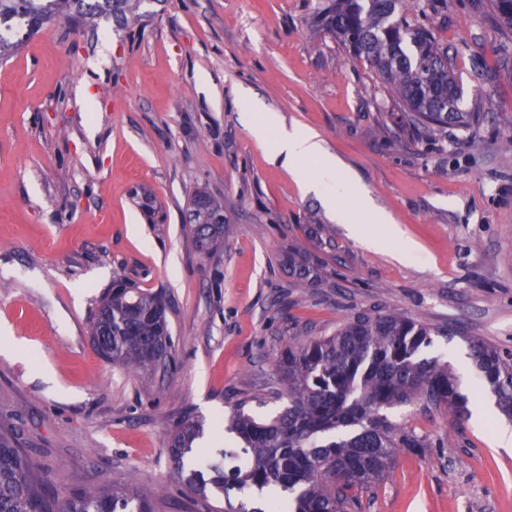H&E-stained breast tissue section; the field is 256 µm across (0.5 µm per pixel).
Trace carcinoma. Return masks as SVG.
<instances>
[{"label": "carcinoma", "mask_w": 512, "mask_h": 512, "mask_svg": "<svg viewBox=\"0 0 512 512\" xmlns=\"http://www.w3.org/2000/svg\"><path fill=\"white\" fill-rule=\"evenodd\" d=\"M144 0H0V59L24 38L57 20L93 27L103 17L126 29L144 22ZM512 31V0H489ZM428 0H330L319 12L322 30L356 60L370 66L397 97L415 126L468 129L482 113L462 109L463 89L448 48L428 25ZM197 250L210 253L224 240V207L195 192L186 216ZM430 331L398 313L362 311L331 336L288 340L277 369L288 405L259 421L241 410L228 432L241 447L215 458L197 446L203 424L187 420L172 434L173 472L204 512H361L362 496L387 474L399 448H423L397 428L387 411L418 399L462 419L468 413L456 374L446 363L419 357ZM91 341L106 360L134 371H153L172 358L167 305L160 292L136 288L122 277L102 301ZM480 382L512 421V351L471 341ZM237 503H232L230 494ZM221 494L226 507L210 499ZM0 512H156L149 496L112 484L54 497L14 439L0 431Z\"/></svg>", "instance_id": "cac0c4a2"}]
</instances>
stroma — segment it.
Listing matches in <instances>:
<instances>
[{
    "instance_id": "obj_1",
    "label": "stroma",
    "mask_w": 512,
    "mask_h": 512,
    "mask_svg": "<svg viewBox=\"0 0 512 512\" xmlns=\"http://www.w3.org/2000/svg\"><path fill=\"white\" fill-rule=\"evenodd\" d=\"M325 0H147L141 27L51 25L0 62V427L16 433L55 494L110 484L157 512H199L173 476L169 437L202 419L203 446L235 447L214 421L285 404L276 363L288 339L335 333L354 314L398 312L428 327L423 357L477 388L468 341L512 350V32L487 0H443L433 31L453 58L468 130L424 132L389 89L321 32ZM312 129L355 176L337 223L254 140L243 96ZM149 191L164 219L135 202ZM224 205L231 230L199 253L191 195ZM401 237L373 249L384 225ZM314 281L298 278L291 248ZM406 247L407 259L394 250ZM168 301L176 367L130 373L102 358L90 324L115 275ZM424 441L399 449L363 512H512V452L494 423L415 402L390 412Z\"/></svg>"
}]
</instances>
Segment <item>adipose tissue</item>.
I'll list each match as a JSON object with an SVG mask.
<instances>
[{
  "label": "adipose tissue",
  "instance_id": "ef3b65f1",
  "mask_svg": "<svg viewBox=\"0 0 512 512\" xmlns=\"http://www.w3.org/2000/svg\"><path fill=\"white\" fill-rule=\"evenodd\" d=\"M253 135L259 145H271L275 158L291 171H298L304 161L318 165L316 175L309 185L316 190H328V204L335 205V190L346 188L351 177L325 147L320 136L311 130L287 128L280 124L273 113L259 116L253 124Z\"/></svg>",
  "mask_w": 512,
  "mask_h": 512
}]
</instances>
